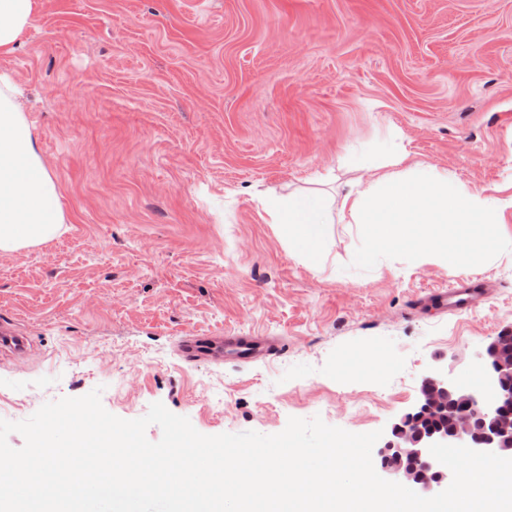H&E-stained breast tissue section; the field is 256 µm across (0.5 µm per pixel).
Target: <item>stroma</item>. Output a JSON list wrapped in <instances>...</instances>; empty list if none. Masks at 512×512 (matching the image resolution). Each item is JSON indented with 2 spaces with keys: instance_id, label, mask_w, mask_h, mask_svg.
I'll use <instances>...</instances> for the list:
<instances>
[{
  "instance_id": "obj_1",
  "label": "stroma",
  "mask_w": 512,
  "mask_h": 512,
  "mask_svg": "<svg viewBox=\"0 0 512 512\" xmlns=\"http://www.w3.org/2000/svg\"><path fill=\"white\" fill-rule=\"evenodd\" d=\"M0 53L67 230L0 255V419L100 389L131 420L160 402L205 435L315 416L389 429L431 369L460 381L512 328V209L457 271L405 249L357 257L331 224L296 259L263 196L344 192L396 143L484 195H512V0H40ZM461 312L422 307L460 277ZM284 337L267 361L190 364L178 337ZM485 291L478 281H458L448 290H433L428 298L433 306L441 310L475 308L485 301Z\"/></svg>"
}]
</instances>
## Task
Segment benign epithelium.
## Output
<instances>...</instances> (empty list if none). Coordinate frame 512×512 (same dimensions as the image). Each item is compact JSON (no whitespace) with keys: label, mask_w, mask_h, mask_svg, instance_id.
<instances>
[{"label":"benign epithelium","mask_w":512,"mask_h":512,"mask_svg":"<svg viewBox=\"0 0 512 512\" xmlns=\"http://www.w3.org/2000/svg\"><path fill=\"white\" fill-rule=\"evenodd\" d=\"M512 328L501 330L481 354L485 380L467 387L437 369L422 380L412 410L391 426L377 452L376 469L394 482L416 487L426 496L445 490L452 473L429 448L435 443L467 446L499 456H512ZM447 414L450 430L423 429L419 422Z\"/></svg>","instance_id":"7a95c632"}]
</instances>
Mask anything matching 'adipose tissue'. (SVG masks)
<instances>
[{
  "mask_svg": "<svg viewBox=\"0 0 512 512\" xmlns=\"http://www.w3.org/2000/svg\"><path fill=\"white\" fill-rule=\"evenodd\" d=\"M39 0H0V51L14 49ZM390 169L355 181L329 199L318 191L263 199L267 221L288 229L291 252L306 265L320 257L324 227L333 222L363 228L362 260L386 248L407 247L420 264L462 263L485 256L512 197L494 199L462 187L447 175L389 150ZM57 184L17 101L12 78L0 74V254L49 241L65 230Z\"/></svg>",
  "mask_w": 512,
  "mask_h": 512,
  "instance_id": "obj_1",
  "label": "adipose tissue"
}]
</instances>
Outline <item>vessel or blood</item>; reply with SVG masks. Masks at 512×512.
<instances>
[{
    "instance_id": "1",
    "label": "vessel or blood",
    "mask_w": 512,
    "mask_h": 512,
    "mask_svg": "<svg viewBox=\"0 0 512 512\" xmlns=\"http://www.w3.org/2000/svg\"><path fill=\"white\" fill-rule=\"evenodd\" d=\"M486 294L479 282L459 281L451 288L434 290L428 295L433 306L441 310H462L479 306ZM281 346L263 335H243L235 332L192 334L182 337L179 351L186 361L260 362L280 352Z\"/></svg>"
}]
</instances>
